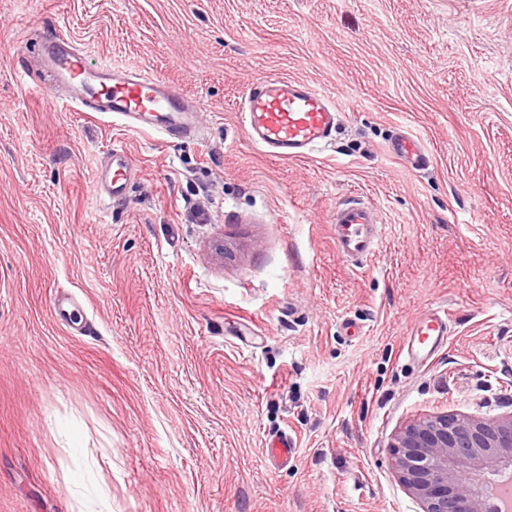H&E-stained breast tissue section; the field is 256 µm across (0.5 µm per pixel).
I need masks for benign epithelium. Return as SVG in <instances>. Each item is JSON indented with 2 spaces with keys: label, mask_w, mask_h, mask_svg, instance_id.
<instances>
[{
  "label": "benign epithelium",
  "mask_w": 512,
  "mask_h": 512,
  "mask_svg": "<svg viewBox=\"0 0 512 512\" xmlns=\"http://www.w3.org/2000/svg\"><path fill=\"white\" fill-rule=\"evenodd\" d=\"M393 465L423 512H501L482 476L512 466V414L496 419L437 415L405 426L391 445Z\"/></svg>",
  "instance_id": "7a95c632"
}]
</instances>
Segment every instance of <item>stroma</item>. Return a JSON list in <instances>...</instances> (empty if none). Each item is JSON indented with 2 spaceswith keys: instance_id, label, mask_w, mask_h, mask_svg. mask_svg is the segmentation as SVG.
Masks as SVG:
<instances>
[{
  "instance_id": "obj_1",
  "label": "stroma",
  "mask_w": 512,
  "mask_h": 512,
  "mask_svg": "<svg viewBox=\"0 0 512 512\" xmlns=\"http://www.w3.org/2000/svg\"><path fill=\"white\" fill-rule=\"evenodd\" d=\"M53 27L197 97L199 135L47 105ZM274 75L335 101L329 148L247 140ZM401 124L426 172L387 153ZM115 145L139 174L113 204L92 184ZM352 197L382 225L358 267L330 224ZM438 306L447 345L405 360ZM509 412L512 0H0V512H422L397 431ZM295 444L292 437L288 434H281L271 440L267 451L269 457L274 461H288L295 454Z\"/></svg>"
}]
</instances>
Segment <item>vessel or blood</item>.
I'll list each match as a JSON object with an SVG mask.
<instances>
[{"label": "vessel or blood", "instance_id": "1", "mask_svg": "<svg viewBox=\"0 0 512 512\" xmlns=\"http://www.w3.org/2000/svg\"><path fill=\"white\" fill-rule=\"evenodd\" d=\"M40 66L48 83L42 96L55 103L63 91L77 112L108 115L113 125L136 133L158 134L183 140L199 131L198 107L169 82L141 72L93 67L84 50L58 30L40 35ZM244 127L249 140L266 155L279 160H297L329 146L336 134L335 105L305 81L271 76L254 84L244 100ZM389 153L411 169H426L429 154L422 142L406 128H398L388 144ZM135 163L123 147L112 148L95 183L109 202L127 197ZM337 254L351 262H365L378 245L375 210L359 199L337 206L331 218ZM448 311L434 308L424 313L401 347L404 358L430 362L448 342Z\"/></svg>", "mask_w": 512, "mask_h": 512}]
</instances>
